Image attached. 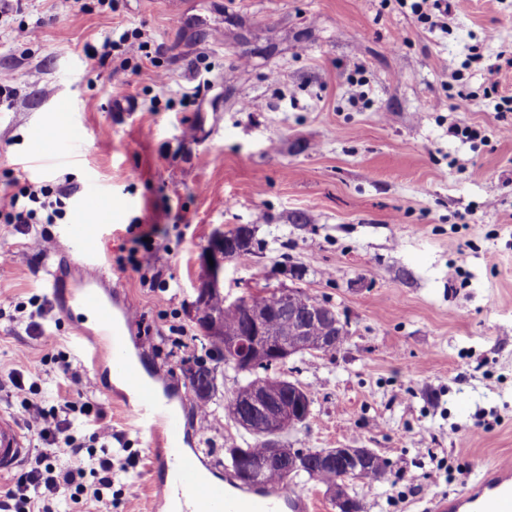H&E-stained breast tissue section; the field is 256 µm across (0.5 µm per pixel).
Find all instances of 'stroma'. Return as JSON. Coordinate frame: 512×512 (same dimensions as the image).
Masks as SVG:
<instances>
[{
    "mask_svg": "<svg viewBox=\"0 0 512 512\" xmlns=\"http://www.w3.org/2000/svg\"><path fill=\"white\" fill-rule=\"evenodd\" d=\"M85 3L22 0L0 20V72L16 91L0 109V194L20 168L69 194L47 227L51 253L29 248L33 228L0 223V411L22 420L26 402L59 405L67 373L90 376L75 402L103 408L131 458L112 512H127V480L148 512L149 438L70 302L92 285L135 309L128 359L182 417L184 447L223 479L225 446L250 440L224 412L239 377L217 364L203 414L181 364L206 355L190 315L200 254L215 231L246 225L261 247L225 263L227 300L294 286L348 323L335 354L284 368L313 397L289 447L386 458L387 479L349 486L365 512H436L512 460V136L499 114L512 69L493 88L484 71L512 46V5L469 0L441 30L400 0ZM39 17L38 41L13 40ZM133 29L148 56L94 57ZM64 116L84 137L75 159L55 136ZM457 123L479 137L451 135ZM91 209L96 269L68 242Z\"/></svg>",
    "mask_w": 512,
    "mask_h": 512,
    "instance_id": "35a3bbf8",
    "label": "stroma"
}]
</instances>
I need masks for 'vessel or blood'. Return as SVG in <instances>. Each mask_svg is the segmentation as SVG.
I'll return each mask as SVG.
<instances>
[{
  "label": "vessel or blood",
  "mask_w": 512,
  "mask_h": 512,
  "mask_svg": "<svg viewBox=\"0 0 512 512\" xmlns=\"http://www.w3.org/2000/svg\"><path fill=\"white\" fill-rule=\"evenodd\" d=\"M99 232V224L93 222L72 228L70 249L82 263L100 265ZM76 301L95 314L96 329L88 333L87 340L93 346H105L120 384L121 402L151 434L157 472L154 504H169L172 512H306L308 505L301 495L278 484L231 490L224 483L204 480L198 453L182 446L185 430L181 417L125 356L121 324L131 321L132 311L115 315L94 288L77 289ZM27 453L26 437L14 418L0 413V474L12 471ZM466 505L475 512H512V463L488 470L475 487L442 502L441 508L443 512H460Z\"/></svg>",
  "instance_id": "1"
}]
</instances>
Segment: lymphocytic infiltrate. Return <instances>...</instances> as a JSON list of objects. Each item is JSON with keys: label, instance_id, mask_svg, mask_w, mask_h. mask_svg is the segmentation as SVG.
<instances>
[{"label": "lymphocytic infiltrate", "instance_id": "f902f5d3", "mask_svg": "<svg viewBox=\"0 0 512 512\" xmlns=\"http://www.w3.org/2000/svg\"><path fill=\"white\" fill-rule=\"evenodd\" d=\"M68 194L65 190H50L31 181L13 193L0 196L1 224H52L64 214ZM74 408L72 401H65L62 411H49L32 403L25 410L28 430L40 441L41 446L15 482L0 494V512H51L50 503L63 494L72 499L88 498L93 512H112V500L105 496V488L112 485V471L118 460L110 452L96 453V442L112 439V426L104 411H97L89 425L92 429L90 448L75 447L71 454L74 465L61 467L56 463V444L61 435L70 430L73 421L69 416ZM97 476L99 486L89 490L82 483L85 472ZM39 491L41 502H34L31 491Z\"/></svg>", "mask_w": 512, "mask_h": 512}]
</instances>
